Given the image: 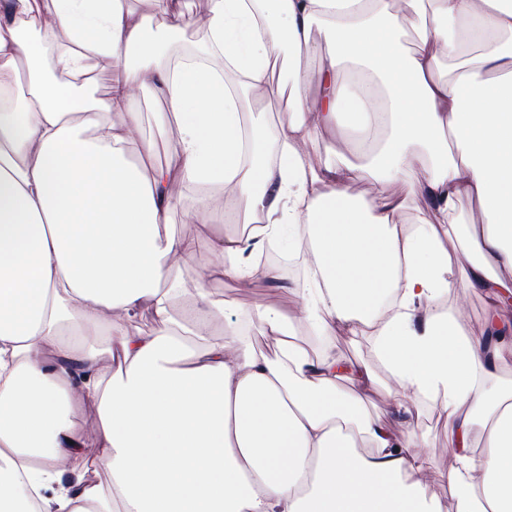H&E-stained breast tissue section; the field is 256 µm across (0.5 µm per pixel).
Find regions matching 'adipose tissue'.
Instances as JSON below:
<instances>
[{"mask_svg": "<svg viewBox=\"0 0 512 512\" xmlns=\"http://www.w3.org/2000/svg\"><path fill=\"white\" fill-rule=\"evenodd\" d=\"M209 3L212 53L246 93L206 65L173 70L128 0L0 12V512H512V386L493 382L512 356V0ZM40 23L73 45L56 68L81 71L89 53L122 68L106 99L47 75L29 36ZM284 66L300 92L287 123L263 130L279 155L256 148L243 164L241 116L280 99ZM148 84L167 104L150 140L135 110ZM367 126L380 139L352 158L323 138ZM158 140L174 144L163 167L149 161ZM362 179L372 199L350 194ZM185 183L226 192L201 202L197 223L233 205L245 232L176 236ZM464 196L482 217L467 227V286L491 302L482 336L465 328L466 296L439 307L455 289L448 243ZM411 197L429 211L412 226L400 221ZM283 240L308 256L297 315L259 304L246 326L227 320L209 283L274 278L253 256ZM203 247L213 260L183 321L175 273ZM143 316L151 329L136 327ZM219 322L224 339L209 342ZM300 324L370 337L401 411L413 397L441 407L447 497L427 479L425 440L369 410L375 368L312 355ZM249 326L273 353L254 349ZM90 444L108 486L89 476Z\"/></svg>", "mask_w": 512, "mask_h": 512, "instance_id": "obj_1", "label": "adipose tissue"}]
</instances>
